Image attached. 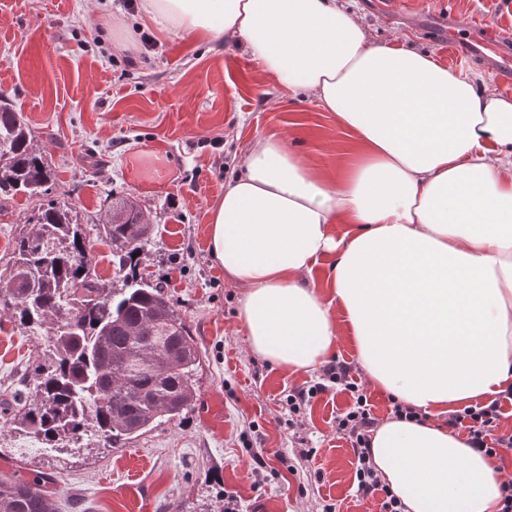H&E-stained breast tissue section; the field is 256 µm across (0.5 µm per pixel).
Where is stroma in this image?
Segmentation results:
<instances>
[{
	"label": "stroma",
	"mask_w": 512,
	"mask_h": 512,
	"mask_svg": "<svg viewBox=\"0 0 512 512\" xmlns=\"http://www.w3.org/2000/svg\"><path fill=\"white\" fill-rule=\"evenodd\" d=\"M373 42L431 52L455 72L481 75L512 96L497 68L457 60L433 30L440 19L478 18L512 26L504 0H345ZM155 45L145 49L141 37ZM133 51H126V44ZM0 97L21 111L51 178L44 195H0V258L14 250L40 205L70 206L87 233L100 285H120L111 243L97 235L112 198L130 195L154 226L140 255L185 318L203 355L197 398L179 419L115 448L88 436L82 445L44 449L0 409V477L48 474L56 512H238L257 502L272 512H379L356 497L355 458L336 431L348 392L317 396L289 425L290 390L318 373L291 374L252 353L238 317L242 289L211 255L209 212L242 154L257 138L283 135L290 147L335 182L358 146L309 93L281 90L238 44L190 42L144 22L128 0H0ZM163 145L175 155L171 179L143 191L129 182L130 150ZM42 337L0 311V400L43 361ZM315 449L296 463V438ZM268 463L250 468V452Z\"/></svg>",
	"instance_id": "stroma-1"
}]
</instances>
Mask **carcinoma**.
<instances>
[{
    "label": "carcinoma",
    "instance_id": "carcinoma-1",
    "mask_svg": "<svg viewBox=\"0 0 512 512\" xmlns=\"http://www.w3.org/2000/svg\"><path fill=\"white\" fill-rule=\"evenodd\" d=\"M48 180L23 113L1 102L0 194L39 196ZM152 231L134 198L108 205L99 233L125 275L122 287L106 290L71 208L48 203L28 221L0 271V305L20 326L45 330L48 343L33 369V397L7 407L14 429L51 445L77 443L92 428L123 445L190 408L203 354L164 288L139 271ZM0 512L53 508L40 481L0 478Z\"/></svg>",
    "mask_w": 512,
    "mask_h": 512
}]
</instances>
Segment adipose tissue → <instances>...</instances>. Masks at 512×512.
<instances>
[{
  "mask_svg": "<svg viewBox=\"0 0 512 512\" xmlns=\"http://www.w3.org/2000/svg\"><path fill=\"white\" fill-rule=\"evenodd\" d=\"M142 16L244 45L360 146L330 184L286 137L258 138L213 204L250 351L312 373L348 340L374 387L437 416L512 387V97L373 43L339 0H143ZM371 452L405 512H499L498 461L447 425L389 418Z\"/></svg>",
  "mask_w": 512,
  "mask_h": 512,
  "instance_id": "adipose-tissue-1",
  "label": "adipose tissue"
}]
</instances>
